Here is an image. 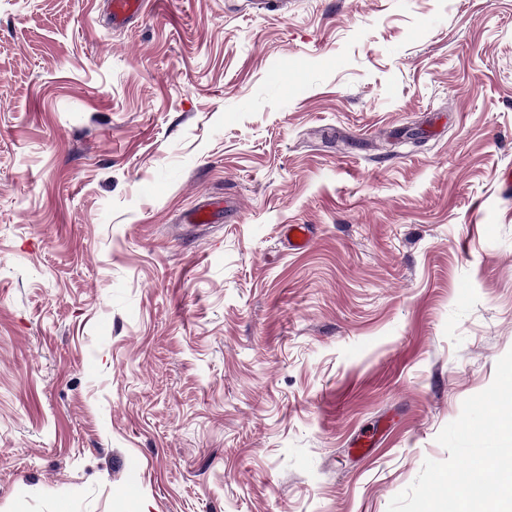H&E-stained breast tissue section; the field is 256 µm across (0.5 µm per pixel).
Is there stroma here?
Returning a JSON list of instances; mask_svg holds the SVG:
<instances>
[{
    "label": "stroma",
    "instance_id": "1",
    "mask_svg": "<svg viewBox=\"0 0 512 512\" xmlns=\"http://www.w3.org/2000/svg\"><path fill=\"white\" fill-rule=\"evenodd\" d=\"M509 171L512 0H0V512H388L512 349ZM143 3V0H109L112 24H124L137 16L143 8Z\"/></svg>",
    "mask_w": 512,
    "mask_h": 512
}]
</instances>
